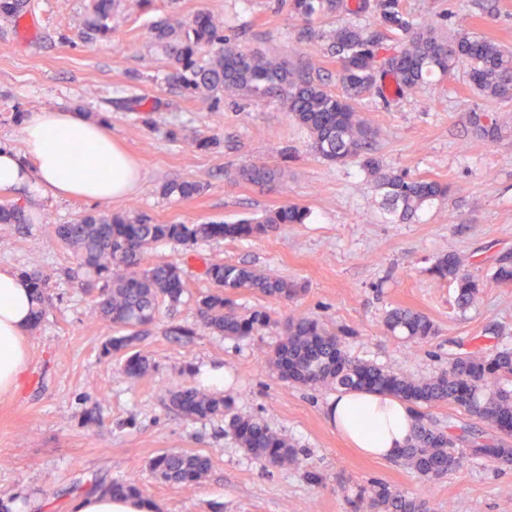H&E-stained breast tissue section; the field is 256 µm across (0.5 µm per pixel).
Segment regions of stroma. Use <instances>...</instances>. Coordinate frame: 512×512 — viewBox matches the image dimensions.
Listing matches in <instances>:
<instances>
[{"label":"stroma","mask_w":512,"mask_h":512,"mask_svg":"<svg viewBox=\"0 0 512 512\" xmlns=\"http://www.w3.org/2000/svg\"><path fill=\"white\" fill-rule=\"evenodd\" d=\"M33 24L0 26V143L19 146L15 112L69 108L103 122L131 153L140 181L105 211H136L159 224L251 219L282 205L307 208L305 223L244 240L161 243L145 264L163 260L184 272L187 291L163 304L140 347L151 362L133 377L121 357H106L109 334L70 251L54 235L90 202L44 193L36 183L0 189V200L29 207L25 224H0V264L39 272L50 305L27 339L28 367L20 389L0 395V499L10 512H78L95 479L135 478L157 512H363L359 493L382 481L411 493L421 478L407 466L360 454L332 427V391L281 379L268 363L288 315L318 319L339 334L353 357L393 371L428 377L459 353L512 347V284L493 278L498 259L512 257V97H485L458 69L411 97H365L360 109L377 134L372 154L383 170L435 179L448 198L400 219L377 175L357 163L314 155L307 133L274 98L187 94L154 45L152 28L171 15L213 13L241 47L305 59L310 41L336 19L303 21L282 0H122L112 33L86 26L90 0H37ZM403 11L454 34L474 31L512 50V0H401ZM496 119L499 138L481 140L474 114ZM207 141L204 149L194 148ZM262 159L282 168L283 181L259 188L236 171ZM194 180L188 200L163 196L165 184ZM456 254L483 288L459 309L452 282L429 269ZM212 260L275 268L304 285L293 302L251 292L237 302L266 310L273 327L255 336L224 338L201 330L175 336V325L197 323V300ZM427 315L436 332L415 345L384 327L388 310ZM224 371L217 394L234 413L263 420L285 435L300 460L291 468L262 466L228 431L227 420H189L168 393L202 387L206 368ZM96 423H85L87 413ZM205 453L212 469L191 492L163 482L149 463L167 451ZM430 512H512V466L465 463L435 480Z\"/></svg>","instance_id":"35a3bbf8"}]
</instances>
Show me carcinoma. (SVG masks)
Returning <instances> with one entry per match:
<instances>
[{
    "mask_svg": "<svg viewBox=\"0 0 512 512\" xmlns=\"http://www.w3.org/2000/svg\"><path fill=\"white\" fill-rule=\"evenodd\" d=\"M117 0H92L90 30L111 33L110 20ZM291 12L310 20L316 15L342 14L351 17L378 16L384 23L411 33L394 54L377 61L379 38L361 26L344 22L316 41L311 54L330 51L340 60L341 91L333 93L316 82L309 65L290 68L265 53L240 48L224 36L219 18L200 12L191 19L176 17L160 23L154 39L176 68V79L193 94L207 98L241 94L278 98L288 116L305 129L310 148L330 162L355 161L374 174L379 160L369 155L376 135L372 121L360 111L358 100L370 93L387 97L417 92L432 78L443 77L464 67L480 94L505 97L512 94V51L474 32H461L453 41L444 39L437 27L402 12L400 0H290ZM31 12L30 0H0V24L16 27ZM280 170L251 164L238 171L250 184L270 186L279 182ZM387 200L408 220L448 195V186L434 180L412 178L405 173L381 176ZM200 191L195 181L184 180L164 188L168 197L190 199ZM307 210L286 204L258 220L209 222L205 224H153L138 214L117 215L89 211L71 224H58L56 236L69 249L79 269L93 277L101 318L115 335L105 341L107 356H124L125 371L142 376L150 368L149 358L137 345L154 324L159 306L180 303L186 293L181 269L159 261L141 266V255L160 242L190 246L212 239L241 240L281 232L303 224ZM25 223L24 208L15 201L0 202V224ZM430 272L450 280L456 287L459 308L472 306L481 284L461 271L457 257L439 256ZM209 288L198 299L199 325L212 333L239 338L253 336L270 326L263 309L240 313L234 297L241 291L259 293L284 302L293 301L301 285L273 269L221 260L207 263L202 272ZM33 289L36 308L33 323L41 321L47 300L46 280L26 273ZM387 331L410 343H421L434 335L435 326L421 312L395 307L385 317ZM281 377L305 387L332 391L362 390L392 396L407 404L415 414L410 441L399 459L425 482H433L470 460L484 464L512 461V444L496 433L512 435V349H477L448 361V368L430 377L395 372L368 361L356 360L343 349L340 338L318 320L288 317L284 338L269 355ZM173 408L188 419L224 417L229 403L204 389L187 387L168 392ZM440 404L455 405L487 426L478 435L488 440L480 452L470 454L459 447L457 432L467 426H442L426 410ZM228 428L249 455L265 466L288 468L299 464L294 446L265 422L233 415ZM150 468L166 483L184 489L196 487L212 468L203 453L167 451L154 457ZM93 490L126 496H141L137 482L99 480ZM368 512H429L426 495L410 494L383 482L373 481L360 490Z\"/></svg>",
    "mask_w": 512,
    "mask_h": 512,
    "instance_id": "1",
    "label": "carcinoma"
}]
</instances>
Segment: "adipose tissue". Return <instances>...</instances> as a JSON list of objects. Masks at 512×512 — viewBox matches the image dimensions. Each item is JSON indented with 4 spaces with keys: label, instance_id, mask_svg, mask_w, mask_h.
I'll use <instances>...</instances> for the list:
<instances>
[{
    "label": "adipose tissue",
    "instance_id": "ef3b65f1",
    "mask_svg": "<svg viewBox=\"0 0 512 512\" xmlns=\"http://www.w3.org/2000/svg\"><path fill=\"white\" fill-rule=\"evenodd\" d=\"M20 139L21 150L0 147V188L34 181L57 196L106 203L123 198L139 181L136 166L105 124L80 112L27 113ZM32 307L28 280L0 265V395L15 392L25 377ZM328 417L356 448L383 458L398 455L414 423L407 404L363 391L337 394Z\"/></svg>",
    "mask_w": 512,
    "mask_h": 512
}]
</instances>
